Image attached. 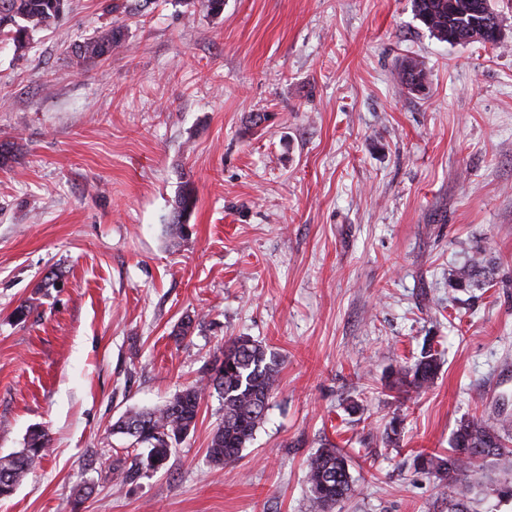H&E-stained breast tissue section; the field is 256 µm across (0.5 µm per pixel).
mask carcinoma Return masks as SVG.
Returning <instances> with one entry per match:
<instances>
[{"label":"carcinoma","mask_w":512,"mask_h":512,"mask_svg":"<svg viewBox=\"0 0 512 512\" xmlns=\"http://www.w3.org/2000/svg\"><path fill=\"white\" fill-rule=\"evenodd\" d=\"M418 19L440 41L454 33L459 38L473 37L474 20L496 25L497 13L489 10L491 0H412ZM69 0H0V34L12 41L16 51L27 48L32 35L55 25L64 15ZM124 27L113 24L104 31L74 44L70 62L81 71L88 63L102 60L125 43ZM397 81L409 94L426 85V73L414 60H407L397 72ZM21 144L16 139L0 141V169L11 166ZM196 191L185 182L175 197L168 217L170 235L182 239L188 233L187 221L196 206ZM493 281V263L482 249L469 255L453 275V288H483ZM440 368V357L428 348L413 364L392 373L387 388L410 398L433 384ZM280 362L261 343L245 336L224 344L219 364L208 377L176 393L159 407L130 410L113 425L112 432L133 442H142L146 455L139 466L158 470L174 448L196 427L206 396L216 393L223 419L214 430L208 455L212 463L224 465L238 458L263 423L270 399L278 387ZM50 448L48 434L32 429L24 448L0 456V499L10 497L18 485L40 465ZM419 469L438 480L442 494L448 496V512H473L476 497L491 491L503 499L512 498V422L471 416L459 421L449 440L448 452H418ZM502 467L503 482L485 481V469ZM311 512H332L353 490L349 456L333 445L311 458L306 471Z\"/></svg>","instance_id":"cac0c4a2"}]
</instances>
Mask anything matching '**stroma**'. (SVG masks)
Masks as SVG:
<instances>
[{
    "label": "stroma",
    "instance_id": "obj_1",
    "mask_svg": "<svg viewBox=\"0 0 512 512\" xmlns=\"http://www.w3.org/2000/svg\"><path fill=\"white\" fill-rule=\"evenodd\" d=\"M494 3L496 45L438 40L411 0H70L24 52L0 39V139L24 145L0 169V456L51 440L0 512H71L86 487L83 512H310L326 443L354 480L334 512H448L416 451L473 414L512 420V0ZM114 22L124 45L76 71L71 45ZM410 57L418 94L396 80ZM478 248L494 286L452 288ZM237 336L281 363L253 441L211 463L213 395L164 468L124 480L138 451L113 423ZM428 344L433 385L389 397ZM196 201L195 188L190 182L186 181L175 197L168 217L170 235L178 239H183L188 233L189 224L186 223L196 206Z\"/></svg>",
    "mask_w": 512,
    "mask_h": 512
}]
</instances>
